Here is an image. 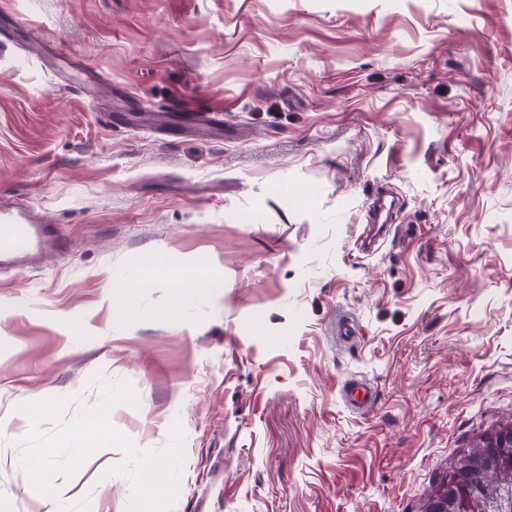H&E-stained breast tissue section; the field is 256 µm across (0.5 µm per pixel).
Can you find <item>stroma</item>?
Here are the masks:
<instances>
[{
  "mask_svg": "<svg viewBox=\"0 0 512 512\" xmlns=\"http://www.w3.org/2000/svg\"><path fill=\"white\" fill-rule=\"evenodd\" d=\"M0 27V200L67 239L0 271V512H55L20 407L71 420L97 373L139 449L180 423L171 512H422L512 420V0H0ZM149 258L224 281L114 311ZM123 459L57 478L72 512H125ZM344 403L352 409L368 406L372 400V391L369 385L360 379H351L346 382L341 391Z\"/></svg>",
  "mask_w": 512,
  "mask_h": 512,
  "instance_id": "stroma-1",
  "label": "stroma"
}]
</instances>
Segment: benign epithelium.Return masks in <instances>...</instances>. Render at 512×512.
I'll return each instance as SVG.
<instances>
[{"mask_svg": "<svg viewBox=\"0 0 512 512\" xmlns=\"http://www.w3.org/2000/svg\"><path fill=\"white\" fill-rule=\"evenodd\" d=\"M512 472V425L496 426L479 443L478 457L448 472L443 492L433 499L429 512H473L475 492L491 475Z\"/></svg>", "mask_w": 512, "mask_h": 512, "instance_id": "benign-epithelium-1", "label": "benign epithelium"}]
</instances>
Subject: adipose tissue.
Wrapping results in <instances>:
<instances>
[{
	"label": "adipose tissue",
	"instance_id": "ef3b65f1",
	"mask_svg": "<svg viewBox=\"0 0 512 512\" xmlns=\"http://www.w3.org/2000/svg\"><path fill=\"white\" fill-rule=\"evenodd\" d=\"M169 280L174 288L170 299V313H178L189 289L212 287L219 279L218 273L206 260L200 259L183 269H171L152 262L136 271L123 270L112 276L108 299L112 306L130 312L136 311L135 292L156 280Z\"/></svg>",
	"mask_w": 512,
	"mask_h": 512
}]
</instances>
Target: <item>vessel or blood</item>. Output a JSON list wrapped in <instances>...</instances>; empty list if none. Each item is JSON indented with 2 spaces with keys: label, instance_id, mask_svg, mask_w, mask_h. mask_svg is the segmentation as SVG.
<instances>
[{
  "label": "vessel or blood",
  "instance_id": "b4317fda",
  "mask_svg": "<svg viewBox=\"0 0 512 512\" xmlns=\"http://www.w3.org/2000/svg\"><path fill=\"white\" fill-rule=\"evenodd\" d=\"M49 247H63L54 225L31 223L23 210L0 204V268L43 256ZM341 397L348 407L360 409L370 404L372 391L365 381L352 379L344 384Z\"/></svg>",
  "mask_w": 512,
  "mask_h": 512
}]
</instances>
